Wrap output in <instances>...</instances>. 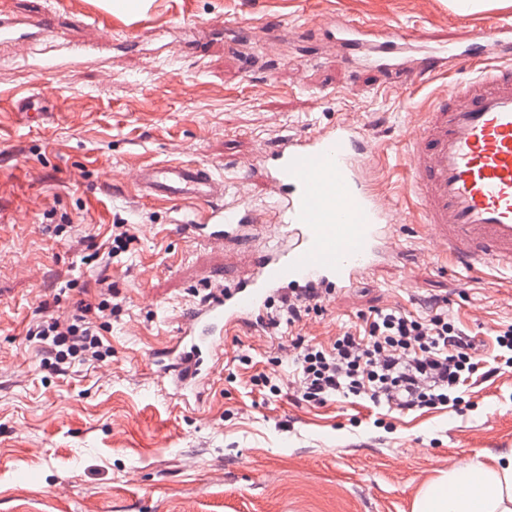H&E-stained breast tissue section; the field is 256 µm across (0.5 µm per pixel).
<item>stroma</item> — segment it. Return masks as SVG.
<instances>
[{
    "instance_id": "1",
    "label": "stroma",
    "mask_w": 512,
    "mask_h": 512,
    "mask_svg": "<svg viewBox=\"0 0 512 512\" xmlns=\"http://www.w3.org/2000/svg\"><path fill=\"white\" fill-rule=\"evenodd\" d=\"M19 19L50 14L55 37L0 44V512H411L438 471L512 451V364L493 338L512 325V271L470 275L437 258L397 154L413 113L473 79L446 63L388 74L358 65L315 19L365 23L431 46L512 24V0L460 14L450 0H0ZM90 52L70 62L73 47ZM40 94L49 119L19 99ZM360 127L376 147L372 184L394 196L405 248L323 302L291 334L243 329L200 401L161 392L162 352L212 288L242 274L259 242L214 251L195 239L200 210L142 198L150 161L213 164L226 182L288 135ZM127 252L108 258L112 224ZM109 354L58 374L27 336L97 302ZM439 301L472 338L470 406L401 412L358 398L299 400L292 337L330 346L374 311L412 315ZM273 377L280 396L255 386Z\"/></svg>"
}]
</instances>
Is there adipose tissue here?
<instances>
[{
  "label": "adipose tissue",
  "instance_id": "ef3b65f1",
  "mask_svg": "<svg viewBox=\"0 0 512 512\" xmlns=\"http://www.w3.org/2000/svg\"><path fill=\"white\" fill-rule=\"evenodd\" d=\"M411 512H512V454L440 472L420 489Z\"/></svg>",
  "mask_w": 512,
  "mask_h": 512
}]
</instances>
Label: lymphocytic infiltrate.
I'll return each instance as SVG.
<instances>
[{
    "mask_svg": "<svg viewBox=\"0 0 512 512\" xmlns=\"http://www.w3.org/2000/svg\"><path fill=\"white\" fill-rule=\"evenodd\" d=\"M112 308L109 299L83 304L68 322L39 319L28 329L44 344L56 370L72 360H99L103 343L95 318ZM319 303L295 296L270 307L263 328L281 335L284 326L319 311ZM472 342L439 302H431L426 316L397 309L375 311L354 331L337 336L331 346H305L297 357L301 398L322 403L338 396H355L400 411L444 404L460 405V391L477 371Z\"/></svg>",
    "mask_w": 512,
    "mask_h": 512,
    "instance_id": "f902f5d3",
    "label": "lymphocytic infiltrate"
}]
</instances>
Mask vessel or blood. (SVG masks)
Instances as JSON below:
<instances>
[{"label": "vessel or blood", "instance_id": "vessel-or-blood-1", "mask_svg": "<svg viewBox=\"0 0 512 512\" xmlns=\"http://www.w3.org/2000/svg\"><path fill=\"white\" fill-rule=\"evenodd\" d=\"M328 33L368 66L398 70L407 62L397 36L373 43L370 27L355 24ZM490 45L500 64L485 63ZM451 58L479 66L480 73L416 113L401 156L403 189L437 254L469 272L488 265L512 270V24L496 23L467 42L431 49L424 69L437 71ZM372 158L361 129L343 123L284 137L262 152L256 173L270 188L283 238L267 241L248 273L188 314L164 351L169 366L158 382L166 394L202 398L227 332L260 323L275 299L294 292L333 298L402 254L396 204L364 175ZM132 180L145 197L205 205L208 221L199 225L198 238L210 249L270 231L244 201L226 202L224 180L212 165L162 161L135 170Z\"/></svg>", "mask_w": 512, "mask_h": 512}]
</instances>
